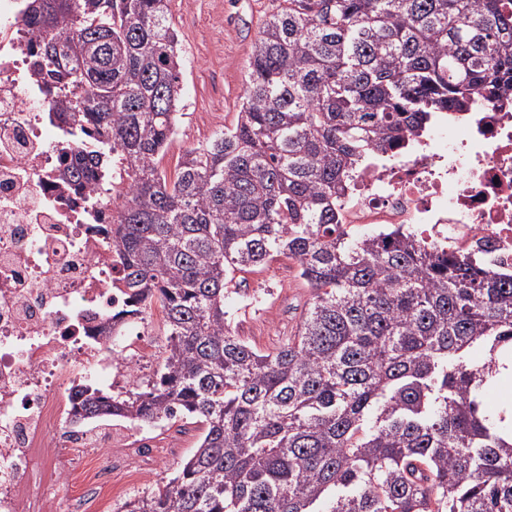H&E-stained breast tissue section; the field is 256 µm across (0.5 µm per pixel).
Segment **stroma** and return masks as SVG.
I'll list each match as a JSON object with an SVG mask.
<instances>
[{"label":"stroma","instance_id":"obj_1","mask_svg":"<svg viewBox=\"0 0 512 512\" xmlns=\"http://www.w3.org/2000/svg\"><path fill=\"white\" fill-rule=\"evenodd\" d=\"M272 0H187L174 8L173 25L184 66L177 131L159 160L175 176L185 153L237 122L246 86V60ZM235 295L226 304L236 336L271 351L294 333L311 290L296 261L277 256L237 273ZM203 427L182 420L145 429L144 436L101 425L98 447L75 457L72 477L81 480L96 467L112 468V483L125 494L155 487L198 444Z\"/></svg>","mask_w":512,"mask_h":512}]
</instances>
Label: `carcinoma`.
<instances>
[{
  "mask_svg": "<svg viewBox=\"0 0 512 512\" xmlns=\"http://www.w3.org/2000/svg\"><path fill=\"white\" fill-rule=\"evenodd\" d=\"M173 0H27L30 66L59 117L125 163L112 213L120 319L160 306L155 378L72 414L196 419L198 447L113 512H512V443L483 407L512 343V274L411 236L339 222L353 173L478 93L512 97V0H279L247 59L237 123L158 158L178 120ZM284 255L312 289L294 336L260 352L229 328L235 274Z\"/></svg>",
  "mask_w": 512,
  "mask_h": 512,
  "instance_id": "carcinoma-1",
  "label": "carcinoma"
}]
</instances>
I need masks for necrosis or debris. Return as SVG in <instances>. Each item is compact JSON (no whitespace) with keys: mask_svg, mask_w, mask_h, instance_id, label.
<instances>
[{"mask_svg":"<svg viewBox=\"0 0 512 512\" xmlns=\"http://www.w3.org/2000/svg\"><path fill=\"white\" fill-rule=\"evenodd\" d=\"M25 0H0V512H74L66 477L95 427L72 419L83 383L111 390L133 379L123 336L145 319L112 326L109 230L123 168L76 188L61 176L93 141L71 132L30 73ZM347 226L411 234L458 259L512 273V99L475 95L356 170L340 207Z\"/></svg>","mask_w":512,"mask_h":512,"instance_id":"1","label":"necrosis or debris"}]
</instances>
